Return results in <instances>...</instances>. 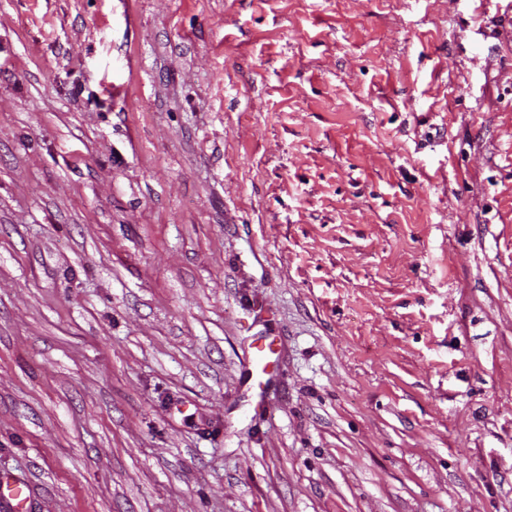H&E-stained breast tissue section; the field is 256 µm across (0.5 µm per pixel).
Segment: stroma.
<instances>
[{
	"label": "stroma",
	"instance_id": "obj_1",
	"mask_svg": "<svg viewBox=\"0 0 512 512\" xmlns=\"http://www.w3.org/2000/svg\"><path fill=\"white\" fill-rule=\"evenodd\" d=\"M0 475L512 512V0H0ZM253 366L257 374L255 386L256 408H263L265 405L266 388L270 384L273 375L268 371L269 360L264 348H257L253 354Z\"/></svg>",
	"mask_w": 512,
	"mask_h": 512
}]
</instances>
